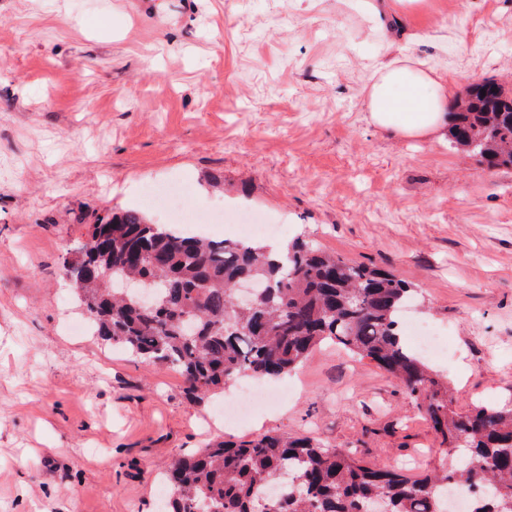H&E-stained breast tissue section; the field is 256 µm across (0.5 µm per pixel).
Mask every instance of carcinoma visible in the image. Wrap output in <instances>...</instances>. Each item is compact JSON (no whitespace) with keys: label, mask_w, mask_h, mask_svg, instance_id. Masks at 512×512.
<instances>
[{"label":"carcinoma","mask_w":512,"mask_h":512,"mask_svg":"<svg viewBox=\"0 0 512 512\" xmlns=\"http://www.w3.org/2000/svg\"><path fill=\"white\" fill-rule=\"evenodd\" d=\"M451 145L490 167H512V91L493 80L449 106ZM98 260L74 282L94 334L177 370L199 401L244 376L278 379L325 342L393 376L456 462L416 477L378 468L310 437L221 441L176 460L164 512H446L448 486L470 512H512V407L458 415L447 386L399 334L413 290L388 271L356 265L311 241L272 255L257 241L215 240L153 224L135 209L98 218ZM150 282L153 304L101 287L104 272Z\"/></svg>","instance_id":"obj_1"}]
</instances>
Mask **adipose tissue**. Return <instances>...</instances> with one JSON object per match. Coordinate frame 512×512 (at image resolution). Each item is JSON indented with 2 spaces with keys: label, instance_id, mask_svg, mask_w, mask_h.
Wrapping results in <instances>:
<instances>
[{
  "label": "adipose tissue",
  "instance_id": "1",
  "mask_svg": "<svg viewBox=\"0 0 512 512\" xmlns=\"http://www.w3.org/2000/svg\"><path fill=\"white\" fill-rule=\"evenodd\" d=\"M455 98L452 84L439 76L397 60L381 68L371 85L372 121L403 135L448 134V105Z\"/></svg>",
  "mask_w": 512,
  "mask_h": 512
}]
</instances>
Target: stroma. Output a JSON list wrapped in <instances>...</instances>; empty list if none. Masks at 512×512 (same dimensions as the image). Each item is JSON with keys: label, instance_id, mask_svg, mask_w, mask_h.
<instances>
[{"label": "stroma", "instance_id": "stroma-1", "mask_svg": "<svg viewBox=\"0 0 512 512\" xmlns=\"http://www.w3.org/2000/svg\"><path fill=\"white\" fill-rule=\"evenodd\" d=\"M403 58L512 88V0H0V512H160L172 462L274 432L408 474L447 461L398 382L336 346L228 426L237 386L199 402L71 334L64 258L151 183L389 271L448 344L428 364L452 410L512 401V167L374 124L373 78Z\"/></svg>", "mask_w": 512, "mask_h": 512}]
</instances>
